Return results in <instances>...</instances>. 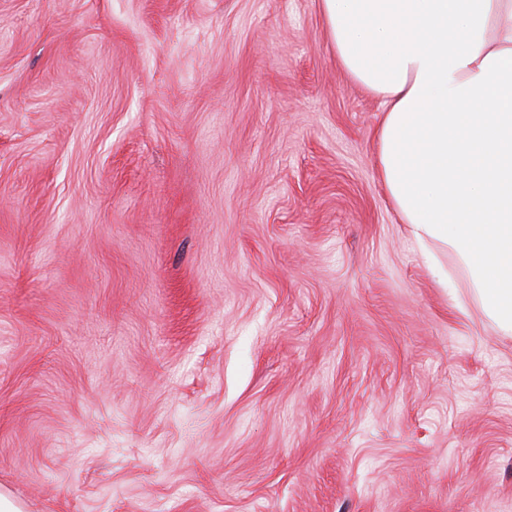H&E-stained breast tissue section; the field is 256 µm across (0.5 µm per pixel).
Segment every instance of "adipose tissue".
Segmentation results:
<instances>
[{"mask_svg":"<svg viewBox=\"0 0 512 512\" xmlns=\"http://www.w3.org/2000/svg\"><path fill=\"white\" fill-rule=\"evenodd\" d=\"M349 78L378 99L383 187L422 249L512 335V0H320Z\"/></svg>","mask_w":512,"mask_h":512,"instance_id":"obj_1","label":"adipose tissue"}]
</instances>
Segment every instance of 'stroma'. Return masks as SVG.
I'll return each mask as SVG.
<instances>
[{
  "label": "stroma",
  "instance_id": "stroma-1",
  "mask_svg": "<svg viewBox=\"0 0 512 512\" xmlns=\"http://www.w3.org/2000/svg\"><path fill=\"white\" fill-rule=\"evenodd\" d=\"M319 0H0V493L512 512V338L376 170Z\"/></svg>",
  "mask_w": 512,
  "mask_h": 512
}]
</instances>
